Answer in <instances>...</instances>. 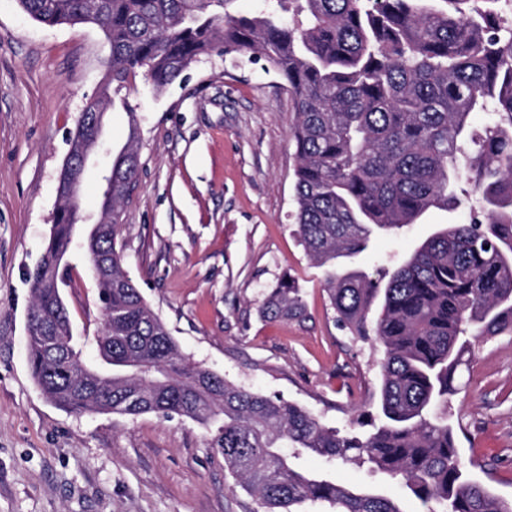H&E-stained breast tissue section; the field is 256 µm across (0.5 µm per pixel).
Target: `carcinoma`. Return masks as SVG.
I'll list each match as a JSON object with an SVG mask.
<instances>
[{
    "mask_svg": "<svg viewBox=\"0 0 512 512\" xmlns=\"http://www.w3.org/2000/svg\"><path fill=\"white\" fill-rule=\"evenodd\" d=\"M231 0H97L112 56V82L140 70L156 89L199 56L264 58L288 84L298 166L296 234L325 269L337 325L383 349L375 414L360 435L323 425L309 411L238 387L191 362L122 270L120 204L137 181V126L112 158V234L82 254L105 264L98 378L69 333L63 273L53 254L74 250L70 210L28 273L32 307L58 327V352L28 342L32 379L73 413L222 419L224 467L259 512H405L399 499L336 482L297 465L305 455L367 467L400 485L425 512H512V501L471 479L448 424L455 375L476 342L512 333V0H262L250 15ZM48 25L86 23L88 0H19ZM464 181L478 209L468 224H442L401 261L368 273L355 260L378 233L399 236L432 208L453 210ZM264 318L298 319L300 289L284 276Z\"/></svg>",
    "mask_w": 512,
    "mask_h": 512,
    "instance_id": "1",
    "label": "carcinoma"
}]
</instances>
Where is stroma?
<instances>
[{"instance_id":"obj_1","label":"stroma","mask_w":512,"mask_h":512,"mask_svg":"<svg viewBox=\"0 0 512 512\" xmlns=\"http://www.w3.org/2000/svg\"><path fill=\"white\" fill-rule=\"evenodd\" d=\"M109 46L92 24L48 26L0 0V512H255L224 469L218 423L153 414H75L49 402L28 367L26 273L43 255L57 185L83 106L108 83ZM105 115L80 206L96 216L100 169L137 118L139 179L122 203V268L191 361L247 390L294 402L347 429L370 410L377 352L341 330L322 268L292 222L296 112L265 60L213 50L171 85L128 80ZM472 200L431 210L396 238L372 240L373 270L407 255L439 224H462ZM63 297L89 362L97 360L98 290L75 256ZM301 288L303 318L260 315L283 276ZM448 420L473 480L512 498V335L481 342L459 374ZM349 485L378 486L420 512L393 482L336 463Z\"/></svg>"}]
</instances>
